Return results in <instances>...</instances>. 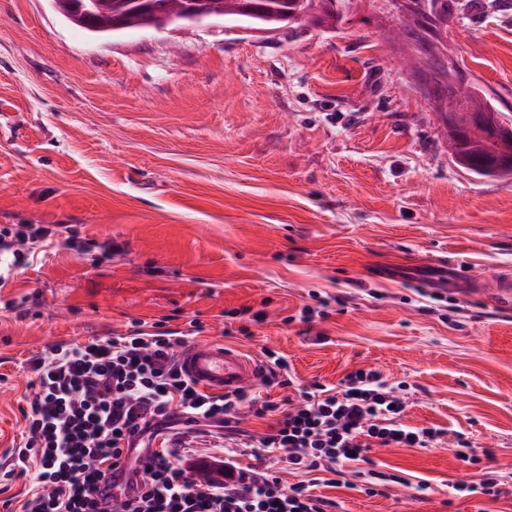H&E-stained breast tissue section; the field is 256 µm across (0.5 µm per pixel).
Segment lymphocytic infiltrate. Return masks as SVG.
<instances>
[{
    "label": "lymphocytic infiltrate",
    "mask_w": 512,
    "mask_h": 512,
    "mask_svg": "<svg viewBox=\"0 0 512 512\" xmlns=\"http://www.w3.org/2000/svg\"><path fill=\"white\" fill-rule=\"evenodd\" d=\"M75 247L62 227L0 228V256L11 269L27 268L36 248ZM203 326L171 329L164 322L135 324L124 335L55 344L27 362L29 391L20 407L24 427L0 476H26L28 498L15 512H336V500L313 493L305 480L284 485L278 463L307 474H326L342 487L344 463L364 460L372 447L425 448L440 430L412 428L380 373L358 369L338 385L318 382L300 400L253 402L245 390L206 391L180 368L177 357ZM268 419L260 435L240 429L238 407ZM223 431L238 448L251 449L253 465L227 455L220 481L204 483L182 459L154 450L150 439L177 424Z\"/></svg>",
    "instance_id": "obj_1"
}]
</instances>
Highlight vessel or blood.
I'll return each mask as SVG.
<instances>
[{
  "mask_svg": "<svg viewBox=\"0 0 512 512\" xmlns=\"http://www.w3.org/2000/svg\"><path fill=\"white\" fill-rule=\"evenodd\" d=\"M186 375L214 393L242 389L259 378V365L238 348L221 342L192 344L179 356Z\"/></svg>",
  "mask_w": 512,
  "mask_h": 512,
  "instance_id": "vessel-or-blood-1",
  "label": "vessel or blood"
}]
</instances>
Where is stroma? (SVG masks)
<instances>
[{
	"mask_svg": "<svg viewBox=\"0 0 512 512\" xmlns=\"http://www.w3.org/2000/svg\"><path fill=\"white\" fill-rule=\"evenodd\" d=\"M448 9L447 25L425 23ZM336 28L227 18L96 39L50 0H0V226L66 224L0 286V449L30 356L133 322L283 356L296 386L356 369L399 387L427 448H375L384 494L317 487L339 512H512L455 496L512 483V312L466 283L512 270V176L448 148L428 68L512 121V0H346ZM111 253H103V243ZM327 317L302 319L303 308ZM481 455L457 459V439ZM426 490H417V483ZM454 491L463 495H483L499 500L512 495V484L507 487L496 471H486L478 484H458Z\"/></svg>",
	"mask_w": 512,
	"mask_h": 512,
	"instance_id": "1",
	"label": "stroma"
}]
</instances>
